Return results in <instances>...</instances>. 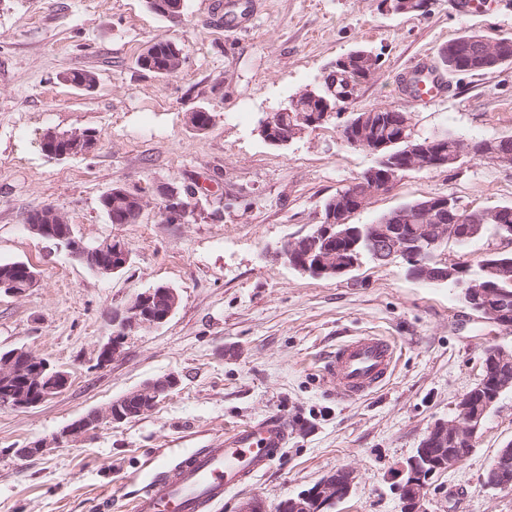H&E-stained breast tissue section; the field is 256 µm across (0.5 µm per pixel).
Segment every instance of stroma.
<instances>
[{
    "label": "stroma",
    "mask_w": 512,
    "mask_h": 512,
    "mask_svg": "<svg viewBox=\"0 0 512 512\" xmlns=\"http://www.w3.org/2000/svg\"><path fill=\"white\" fill-rule=\"evenodd\" d=\"M214 0H186L166 19L145 0H0V262L23 261L37 285L0 295V350L25 348L69 376L64 390L26 411L0 408V512H130L144 464L160 448H206L239 424L279 413L287 452L265 475L225 496L220 512L257 497L267 507L341 466L356 473L330 512H402L401 468L435 421L483 375L489 347L512 350V326L477 318L447 283L410 277L404 262L363 260L339 278L300 273L277 254L313 231L323 205L373 163L329 118L288 145L259 135L261 121L322 81L358 48L379 63L355 92L357 111L409 113L417 135L512 136V64L446 78L443 97L414 105L394 93L416 60L434 62L463 32L512 37V0H429L426 12L389 15L380 0H242L249 28L217 27ZM182 47L176 76L140 69L151 43ZM91 70L94 91L64 82ZM210 112L205 130L187 121ZM94 129L86 155L41 148L45 133ZM141 191L135 224H113L99 206L112 186ZM194 190V216L166 221L158 186ZM454 195L467 210L512 204V166L464 158L456 168L411 172L350 218L372 224L401 204ZM53 207L88 243L117 237L129 265L102 275L29 232L33 211ZM165 285L179 304L161 327L123 340L100 364L114 318L146 289ZM382 334L402 347L389 383L347 399L323 385L325 354L352 335ZM178 384L137 419L103 425L25 459L14 451L152 381ZM512 442V390L478 432L471 454L436 474L419 512H512V491L487 484Z\"/></svg>",
    "instance_id": "stroma-1"
}]
</instances>
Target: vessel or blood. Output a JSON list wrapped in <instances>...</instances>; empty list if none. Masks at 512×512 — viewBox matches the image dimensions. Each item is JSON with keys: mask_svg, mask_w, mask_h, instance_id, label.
Here are the masks:
<instances>
[{"mask_svg": "<svg viewBox=\"0 0 512 512\" xmlns=\"http://www.w3.org/2000/svg\"><path fill=\"white\" fill-rule=\"evenodd\" d=\"M442 89L440 78L408 89L424 105ZM399 351L386 336L366 334L337 344L320 367L324 385L343 397L366 396L391 379ZM288 421L278 416L234 428L210 448H164L152 460L154 474L132 501L131 512H212L226 492L266 472L285 452Z\"/></svg>", "mask_w": 512, "mask_h": 512, "instance_id": "1", "label": "vessel or blood"}]
</instances>
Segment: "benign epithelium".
I'll use <instances>...</instances> for the list:
<instances>
[{
  "label": "benign epithelium",
  "mask_w": 512,
  "mask_h": 512,
  "mask_svg": "<svg viewBox=\"0 0 512 512\" xmlns=\"http://www.w3.org/2000/svg\"><path fill=\"white\" fill-rule=\"evenodd\" d=\"M486 55L495 63H501L512 58V41L507 38H500L495 41H485ZM336 108L327 98H322L320 111L302 117V125L292 126L280 137H269L266 142L276 146L286 145L293 139L301 136L310 128H316L326 122ZM72 139L81 152L87 154L92 151L96 144L95 137L89 133H76L71 135L54 134L50 139ZM348 143L357 148H363L374 155H381L384 161L382 171L378 178L366 176L361 189L354 192L342 191L336 200L347 203V206H339L338 212L345 215L349 212L355 213L366 208L371 200L378 194L391 190L400 180L399 173L408 169L420 167H444L450 164L459 163L462 158L472 155V148L466 147L459 150L455 155L450 156L446 152H427L422 146H413L401 158H391L386 154H380L385 145L376 142L370 136L361 139L357 136H349ZM487 155L495 162L509 166L512 164V142L501 141V146L490 147ZM478 227L474 224H467L458 228L455 224H427L424 228V235L417 241L404 240L394 232L386 229L371 236L368 240V249L374 257L386 264L394 262L402 255L410 254L417 256L420 261L416 266L423 270L422 278L430 282L444 283L451 278L461 274L460 262H449L448 259H437L434 264H429L423 259L425 255L424 246L434 245L441 240L450 242L472 238L477 235ZM355 234V229L348 224V220L341 219L337 224H326L313 235H307L297 240L287 241L280 248L281 256L294 269L317 277H337L344 275L358 265L354 258H345L342 254L329 252L320 249V244L326 238L346 237ZM58 245L65 246L69 254L83 262L91 269L104 274L118 272L125 263L104 264L97 259V249L88 244L77 245L67 243L64 238H57ZM304 250L307 255L314 257L312 263L302 262L294 258L297 251ZM468 295L470 308L479 313H484L486 305L487 289L480 288L471 282L464 288ZM156 289H151L138 295L118 316L119 332L111 337L108 342L102 345L99 353V360L106 363L115 356L121 345L124 336L137 332L144 328H152L165 323L175 312L177 304H172L166 311L165 316H155L151 312V304L154 300ZM512 365V350L504 347H494L487 350L484 359L483 372L498 373L502 368ZM68 384L67 374L51 364L23 349L15 348L0 354V405L15 410L34 408L48 399L52 398ZM177 381L173 377H164L150 383L146 388L126 394L113 401L107 407L92 411L71 424L63 427L48 439H42L30 443L23 448L15 449V455L25 458L33 455H43L50 449L58 447L73 437L91 429L98 428L103 424L112 422H123L125 417L119 414L120 406L129 402L139 406L138 414L142 415L151 411L170 389L176 386ZM471 399L463 396L455 405L448 418L441 419L428 430L422 439L419 448L411 456L401 469L402 481L398 485V492L405 504V512H415L425 496L429 480L437 472L450 470L464 461L472 452L470 448H449L439 449L433 452L432 440L449 437L453 442H460L464 439L474 443L476 435L483 425V420L478 412L470 410ZM512 463V445L499 449L495 456L490 473H499ZM354 472L347 467L336 469L328 476L315 482L308 489L297 495L286 499V503L279 507L281 512H326V509L334 506L337 502L345 499L351 492L354 483Z\"/></svg>",
  "instance_id": "7a95c632"
}]
</instances>
